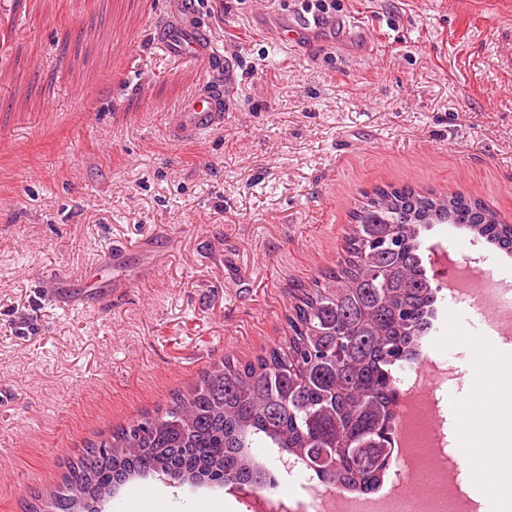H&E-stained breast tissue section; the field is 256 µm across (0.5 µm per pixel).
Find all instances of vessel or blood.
Masks as SVG:
<instances>
[{"mask_svg": "<svg viewBox=\"0 0 512 512\" xmlns=\"http://www.w3.org/2000/svg\"><path fill=\"white\" fill-rule=\"evenodd\" d=\"M158 48L180 58L209 64L213 77L197 89L173 113L171 132L175 140L192 139L224 125V63L215 52L197 0H174L168 22L156 32Z\"/></svg>", "mask_w": 512, "mask_h": 512, "instance_id": "vessel-or-blood-1", "label": "vessel or blood"}]
</instances>
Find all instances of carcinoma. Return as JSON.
Instances as JSON below:
<instances>
[{
  "label": "carcinoma",
  "instance_id": "cac0c4a2",
  "mask_svg": "<svg viewBox=\"0 0 512 512\" xmlns=\"http://www.w3.org/2000/svg\"><path fill=\"white\" fill-rule=\"evenodd\" d=\"M435 224L512 254V224L479 199L373 189L352 213L336 264L290 294L282 344L216 363L165 408L99 435L34 512H95L97 497L151 476L271 491L262 448L284 449L321 485L376 490L392 448L395 371L414 362L436 313L423 251Z\"/></svg>",
  "mask_w": 512,
  "mask_h": 512
}]
</instances>
